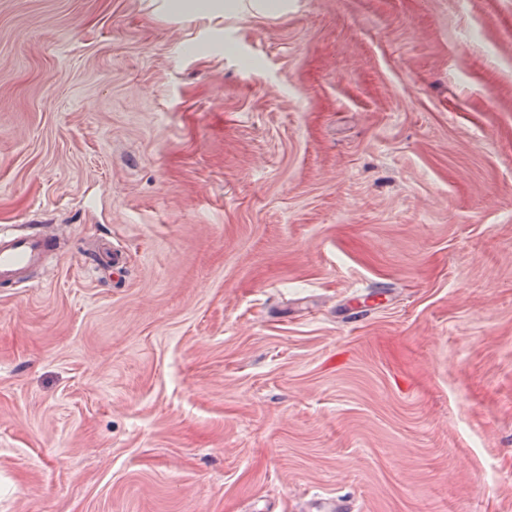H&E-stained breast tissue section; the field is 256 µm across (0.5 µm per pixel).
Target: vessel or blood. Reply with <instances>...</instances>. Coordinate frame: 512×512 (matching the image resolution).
Instances as JSON below:
<instances>
[{"label": "vessel or blood", "instance_id": "1", "mask_svg": "<svg viewBox=\"0 0 512 512\" xmlns=\"http://www.w3.org/2000/svg\"><path fill=\"white\" fill-rule=\"evenodd\" d=\"M52 239L41 230L24 235L0 231V285L21 287L29 268L41 263L52 249Z\"/></svg>", "mask_w": 512, "mask_h": 512}]
</instances>
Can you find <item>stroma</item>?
I'll return each mask as SVG.
<instances>
[{
  "label": "stroma",
  "instance_id": "stroma-1",
  "mask_svg": "<svg viewBox=\"0 0 512 512\" xmlns=\"http://www.w3.org/2000/svg\"><path fill=\"white\" fill-rule=\"evenodd\" d=\"M1 224L0 512H512V0H0ZM163 0L159 4L166 15L177 17L190 15L199 19L214 20L224 18V9L230 13H241L247 8L243 0ZM33 231L13 235L0 231V285L22 288L29 268L41 263L53 247L52 239L33 224Z\"/></svg>",
  "mask_w": 512,
  "mask_h": 512
}]
</instances>
